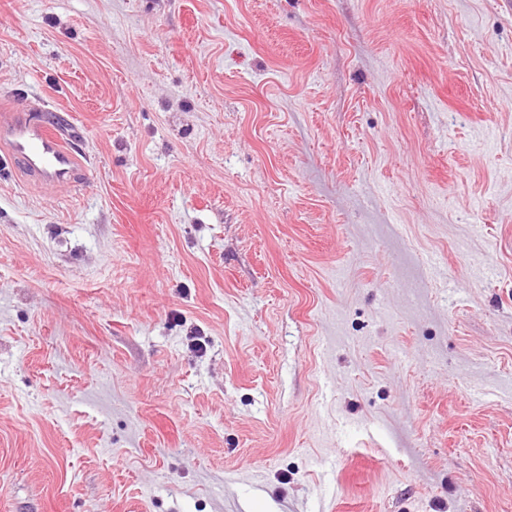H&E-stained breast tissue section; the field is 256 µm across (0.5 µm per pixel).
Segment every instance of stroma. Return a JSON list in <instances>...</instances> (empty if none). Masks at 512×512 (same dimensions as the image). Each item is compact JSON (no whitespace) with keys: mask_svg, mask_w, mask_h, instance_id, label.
<instances>
[{"mask_svg":"<svg viewBox=\"0 0 512 512\" xmlns=\"http://www.w3.org/2000/svg\"><path fill=\"white\" fill-rule=\"evenodd\" d=\"M0 512H512V0H0ZM21 105L7 122L0 118V140L5 145L2 164H13L42 185L76 187L77 159L54 124Z\"/></svg>","mask_w":512,"mask_h":512,"instance_id":"1","label":"stroma"}]
</instances>
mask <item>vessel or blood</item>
Instances as JSON below:
<instances>
[{
  "mask_svg": "<svg viewBox=\"0 0 512 512\" xmlns=\"http://www.w3.org/2000/svg\"><path fill=\"white\" fill-rule=\"evenodd\" d=\"M0 162L13 164L40 184L77 186L79 169L73 150L51 121L20 107L8 121L0 120Z\"/></svg>",
  "mask_w": 512,
  "mask_h": 512,
  "instance_id": "vessel-or-blood-1",
  "label": "vessel or blood"
}]
</instances>
